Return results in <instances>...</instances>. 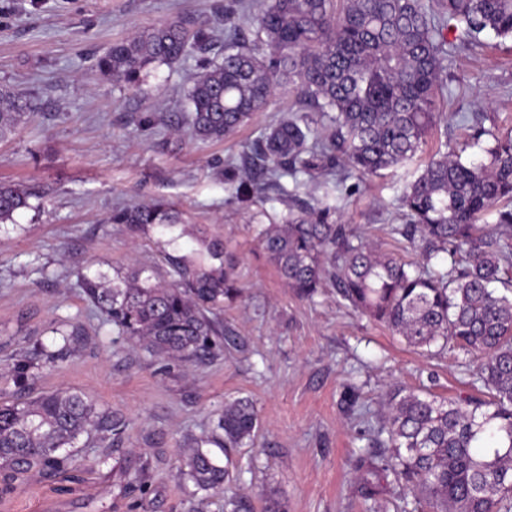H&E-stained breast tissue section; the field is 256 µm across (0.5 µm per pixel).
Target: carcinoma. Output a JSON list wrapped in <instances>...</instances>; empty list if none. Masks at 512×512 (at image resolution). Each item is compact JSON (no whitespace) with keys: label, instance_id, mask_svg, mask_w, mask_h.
<instances>
[{"label":"carcinoma","instance_id":"1","mask_svg":"<svg viewBox=\"0 0 512 512\" xmlns=\"http://www.w3.org/2000/svg\"><path fill=\"white\" fill-rule=\"evenodd\" d=\"M478 44L492 33L512 38V0H231L224 7V45L207 40L193 17H182L115 42L94 71L135 86L154 63L201 55V73L187 89V125L201 141H221L262 111L277 87L296 91L297 109L250 145L245 179L259 197L275 189L287 213L264 224L258 238L280 279L308 298L326 281L354 309L386 325L418 349L433 346L478 359L487 398L437 399L397 387L386 398L377 433L386 451L355 464L360 491L378 508L391 496L412 512H512V134L479 129L493 144L486 160L437 151L410 173L395 227L419 258L405 262L379 250L344 224L332 208L307 203L281 184L284 177L364 178L409 165L441 118L447 50L442 30ZM33 97L0 88V137L34 111ZM22 186L0 183V224L29 207ZM494 215L493 228L479 224ZM134 234L162 235L180 213L161 203L120 209L110 218ZM184 253L170 254L167 282L133 266L108 278L77 273L83 298L119 333L152 355L204 360L235 344L214 311L239 295L235 263L224 243L204 234ZM448 269L430 271L437 255ZM498 283L499 292L492 288ZM61 350L76 346L80 326L56 330ZM39 351L8 364L22 386ZM125 426L82 393L61 390L23 403H0V479L12 488L18 473L53 478L76 467L72 451L90 432L102 439ZM259 423L252 400L224 403L209 432L186 438L183 473L200 490L218 491L228 453L251 441Z\"/></svg>","mask_w":512,"mask_h":512}]
</instances>
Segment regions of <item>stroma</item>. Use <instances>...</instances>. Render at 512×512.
Instances as JSON below:
<instances>
[{
    "mask_svg": "<svg viewBox=\"0 0 512 512\" xmlns=\"http://www.w3.org/2000/svg\"><path fill=\"white\" fill-rule=\"evenodd\" d=\"M226 0H0V86L31 95L37 107L0 138V181L34 191L30 206L0 226V359L58 351L54 330L78 323L86 346L43 364L25 390L7 400L74 390L126 428L107 464L96 435L81 438L75 476L20 475L0 512H224L242 499L249 512H367L354 471L374 449L373 429L394 386L440 397L472 395V369L453 352L410 347L383 325L348 307L336 286L302 299L279 279L260 248V213L286 208L276 193L235 194L226 164L242 165L248 146L295 106L275 92L267 108L221 142L191 138L183 120L195 59L153 64L139 87L95 75L112 43L179 17L223 33ZM447 115L430 139L483 157L469 128L512 129V40L486 34L480 46L448 36ZM404 170L344 184L294 185L302 200L334 207L337 223L362 231L386 253H414L391 228L400 224ZM173 205L195 231L219 238L238 260L243 287L219 314L236 347L205 362L150 355L102 324L76 286V271L114 275L131 265L168 268L159 234L136 236L111 223L115 210ZM248 396L260 421L253 444L235 449L222 493L198 490L181 472L188 435L212 427L225 402ZM148 470L142 482L133 474Z\"/></svg>",
    "mask_w": 512,
    "mask_h": 512,
    "instance_id": "stroma-1",
    "label": "stroma"
}]
</instances>
